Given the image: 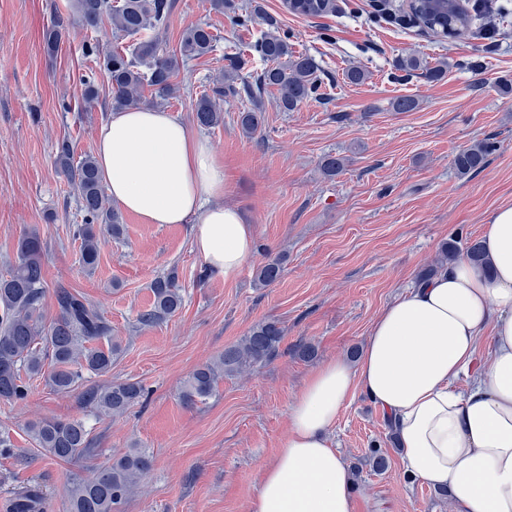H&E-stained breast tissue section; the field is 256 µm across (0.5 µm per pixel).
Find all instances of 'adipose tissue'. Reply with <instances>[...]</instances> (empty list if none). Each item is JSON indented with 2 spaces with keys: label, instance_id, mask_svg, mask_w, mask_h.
I'll list each match as a JSON object with an SVG mask.
<instances>
[{
  "label": "adipose tissue",
  "instance_id": "obj_1",
  "mask_svg": "<svg viewBox=\"0 0 512 512\" xmlns=\"http://www.w3.org/2000/svg\"><path fill=\"white\" fill-rule=\"evenodd\" d=\"M96 161L124 211L146 224L190 225L212 271L233 276L251 256L254 226L223 204L214 149L168 112L112 114ZM482 241L489 267L457 256L380 313L357 364L331 359L312 374L250 512H354L331 433L356 394L383 411L407 474L447 490L453 512H512V204L490 213Z\"/></svg>",
  "mask_w": 512,
  "mask_h": 512
}]
</instances>
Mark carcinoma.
<instances>
[{
	"instance_id": "obj_1",
	"label": "carcinoma",
	"mask_w": 512,
	"mask_h": 512,
	"mask_svg": "<svg viewBox=\"0 0 512 512\" xmlns=\"http://www.w3.org/2000/svg\"><path fill=\"white\" fill-rule=\"evenodd\" d=\"M212 10L232 14L237 25L247 27L260 20L266 31L252 47L253 55L264 62L255 85H243L247 97L258 99L267 90L276 91V104L283 112H292L301 104L321 96L320 67L307 53L292 50L288 32L257 5L243 11L238 0H208ZM287 9L305 18L336 14L337 0H285ZM175 7V0H72L71 12L54 13L44 34L49 52L60 49L73 24L95 34L108 21L117 41L135 42L103 51L96 39L86 41L87 53L106 75L111 87L112 109L124 111L161 104L177 88L172 82L179 65L209 55L215 35L209 27L196 25L182 35L178 52L159 50L158 34ZM419 23L435 36L453 38L467 27L470 18L457 8L456 0H415L410 6ZM225 64L212 76L201 95L193 101L196 123L203 129L218 126L224 120V97L235 92L248 60L239 52L224 54ZM408 75L421 73L430 81L444 76L442 65L430 67L417 55L398 62ZM151 88V97L145 89ZM263 116L258 106L240 112L243 133L260 131ZM491 151L487 143H475L453 157L458 174L465 176L483 168ZM56 160L70 183L79 192L84 224L78 229L82 266L92 271L98 260L104 235L119 238L123 217L112 204L92 156L78 161L68 141L58 143ZM44 242L34 229L22 232L16 243V260L7 276L0 278V399L17 403L26 398L24 377L42 376L56 392L67 393L85 380V375H102L122 352V339L112 333V324L85 296L64 287L56 290V313L45 314ZM282 264L269 259L256 270L257 283L266 287L280 279ZM153 302L138 316V324L153 326L174 314L182 306L183 296L175 273L156 277L150 284ZM282 340V330L274 322L256 325L237 344L224 350L217 360L196 368L183 382L180 397L193 406L211 397L226 375L274 357ZM50 369H45V365ZM137 382L123 381L90 386L83 392L86 407L98 415L120 417L144 396ZM35 444L50 456L63 461L89 459L95 455L85 422L42 419L29 427ZM153 465L152 455L144 448H131L123 455L94 468L92 476L77 479L68 489V512H117V505L134 492Z\"/></svg>"
}]
</instances>
